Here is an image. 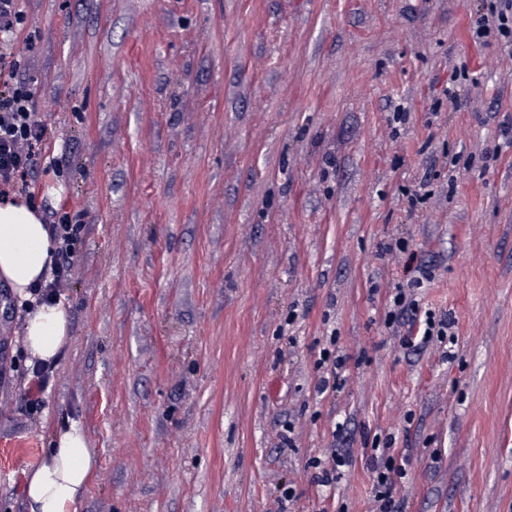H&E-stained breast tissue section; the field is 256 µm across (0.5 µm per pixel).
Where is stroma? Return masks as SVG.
Returning a JSON list of instances; mask_svg holds the SVG:
<instances>
[{
    "label": "stroma",
    "mask_w": 512,
    "mask_h": 512,
    "mask_svg": "<svg viewBox=\"0 0 512 512\" xmlns=\"http://www.w3.org/2000/svg\"><path fill=\"white\" fill-rule=\"evenodd\" d=\"M492 2L20 0L60 161L26 190L82 225L35 406L0 284V512L68 420L96 451L77 512H373L376 446L404 512H512V45L472 38ZM420 264L454 347L384 326ZM332 448L328 489L309 461ZM329 346L320 351V357L316 361L318 370H323L327 376H323L321 380V389L326 390L329 386L330 379L333 380V388H336L340 375L345 372L346 358L341 355H336V337H329Z\"/></svg>",
    "instance_id": "1"
}]
</instances>
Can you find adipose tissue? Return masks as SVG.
<instances>
[{
	"instance_id": "ef3b65f1",
	"label": "adipose tissue",
	"mask_w": 512,
	"mask_h": 512,
	"mask_svg": "<svg viewBox=\"0 0 512 512\" xmlns=\"http://www.w3.org/2000/svg\"><path fill=\"white\" fill-rule=\"evenodd\" d=\"M57 244L42 213L27 201L0 200V281L20 300L30 302L23 324L28 355L51 365L71 340V316L60 300L36 295L38 283L51 277ZM96 462L77 422L55 430L50 448L26 479L28 512H77L87 477Z\"/></svg>"
}]
</instances>
